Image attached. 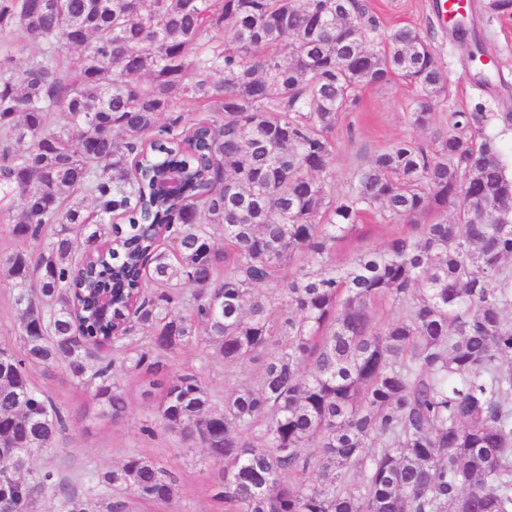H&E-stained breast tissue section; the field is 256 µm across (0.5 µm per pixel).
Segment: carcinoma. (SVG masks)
<instances>
[{
  "mask_svg": "<svg viewBox=\"0 0 512 512\" xmlns=\"http://www.w3.org/2000/svg\"><path fill=\"white\" fill-rule=\"evenodd\" d=\"M0 32V214L15 240L0 286L20 338L0 344V512H37L47 489L55 512H94L31 467L70 416L29 368L99 380L96 417L118 421L112 363L90 362L108 339L151 375L142 432L224 463L225 512H512L511 113L450 112L432 142L395 140L338 193L336 121L358 89L414 86L421 129L447 91L421 32L382 36L360 0H0ZM453 34L486 53L472 27ZM18 43L41 55L17 67ZM186 101L207 112L193 156L179 152L196 126ZM162 164L189 168L180 197L155 194ZM450 207L452 223L331 262L366 214ZM95 287L119 289L104 318L77 306L75 289ZM189 345L229 370L261 363L257 381L216 406L200 372L170 364ZM100 487L105 512L177 497L135 453Z\"/></svg>",
  "mask_w": 512,
  "mask_h": 512,
  "instance_id": "carcinoma-1",
  "label": "carcinoma"
}]
</instances>
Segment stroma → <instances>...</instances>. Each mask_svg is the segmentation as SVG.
Masks as SVG:
<instances>
[{
	"mask_svg": "<svg viewBox=\"0 0 512 512\" xmlns=\"http://www.w3.org/2000/svg\"><path fill=\"white\" fill-rule=\"evenodd\" d=\"M370 15L382 31L401 26L418 28L441 58L447 72L445 98L433 107L436 113L471 112L483 105L494 112H512V20L492 19L479 23L488 53L502 61L499 74L488 85L479 86L475 68L464 45L455 41L450 29L438 27L431 11L433 0H364ZM360 104L351 112L341 113L336 122V153L333 162L337 189H344L358 169L367 166L378 152L401 137L428 139V132L413 126L409 111L416 92L400 80L366 87L358 92ZM415 224L399 221L386 224L367 216L356 230L336 245L332 255L336 265H345L361 248H380L395 235L411 234ZM171 363L178 370H203L215 402H223L233 388L254 382L256 365L226 376L224 361L213 356L202 358L192 346L173 354ZM118 382L126 394L128 408L120 422L95 418L93 386L72 378L64 365L34 368L32 383L49 394L57 405L76 412L50 452H34L33 467L50 465L59 469L78 494L88 493L99 478L116 469L129 451H137L154 460L178 477L175 506L133 502L132 512H224V505L213 499L211 489L224 466L203 459L199 448H186L172 435L158 430L146 436L140 431L142 422L153 407V401L142 397L145 372L115 368Z\"/></svg>",
	"mask_w": 512,
	"mask_h": 512,
	"instance_id": "1",
	"label": "stroma"
}]
</instances>
